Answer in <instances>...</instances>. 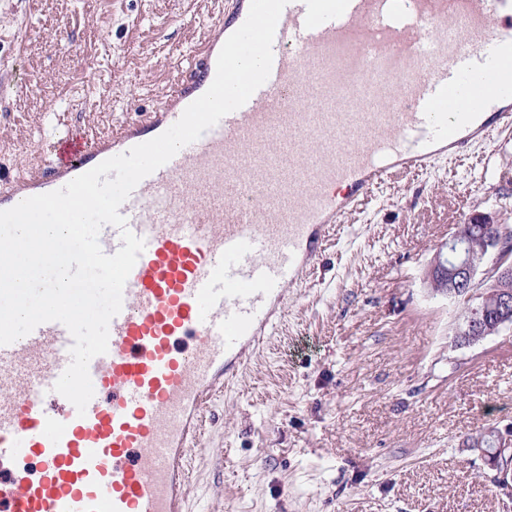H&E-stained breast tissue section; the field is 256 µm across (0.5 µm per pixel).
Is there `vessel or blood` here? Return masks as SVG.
<instances>
[{"instance_id": "obj_1", "label": "vessel or blood", "mask_w": 512, "mask_h": 512, "mask_svg": "<svg viewBox=\"0 0 512 512\" xmlns=\"http://www.w3.org/2000/svg\"><path fill=\"white\" fill-rule=\"evenodd\" d=\"M250 0H233L175 89L116 136L57 132L0 210L62 188L173 125L204 94ZM512 126V0H289L271 73L119 209L145 241L89 364L85 415L54 391L73 339L47 322L0 346V512H189L186 460L332 224L377 181Z\"/></svg>"}]
</instances>
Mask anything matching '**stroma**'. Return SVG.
Wrapping results in <instances>:
<instances>
[{"label":"stroma","instance_id":"obj_1","mask_svg":"<svg viewBox=\"0 0 512 512\" xmlns=\"http://www.w3.org/2000/svg\"><path fill=\"white\" fill-rule=\"evenodd\" d=\"M218 0H0V169L39 176L173 89ZM512 225V128L393 176L338 224L272 336L209 408L193 512H512L470 450L512 422V331L453 342L425 270L472 210Z\"/></svg>","mask_w":512,"mask_h":512}]
</instances>
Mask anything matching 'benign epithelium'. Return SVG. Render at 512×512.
<instances>
[{
	"mask_svg": "<svg viewBox=\"0 0 512 512\" xmlns=\"http://www.w3.org/2000/svg\"><path fill=\"white\" fill-rule=\"evenodd\" d=\"M495 226L486 213L475 211L468 220L456 226L443 244L446 252H438L429 266L426 278L434 292L450 300L464 302L463 321L454 329L460 345L470 344L473 336L485 338L504 330H512V241L497 232L482 236L479 248L471 245L466 227ZM481 279H476L477 274ZM492 438L495 450L484 445ZM469 447L484 461L490 471V482L501 492H512V424L492 427L473 438Z\"/></svg>",
	"mask_w": 512,
	"mask_h": 512,
	"instance_id": "benign-epithelium-1",
	"label": "benign epithelium"
}]
</instances>
